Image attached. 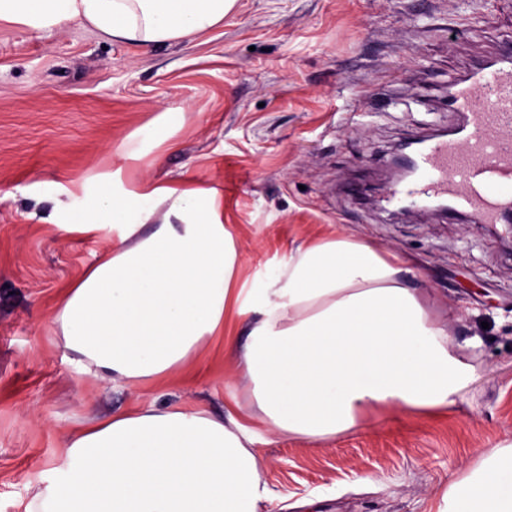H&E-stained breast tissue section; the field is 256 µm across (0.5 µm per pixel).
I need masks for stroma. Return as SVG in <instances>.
Segmentation results:
<instances>
[{
  "label": "stroma",
  "instance_id": "1",
  "mask_svg": "<svg viewBox=\"0 0 512 512\" xmlns=\"http://www.w3.org/2000/svg\"><path fill=\"white\" fill-rule=\"evenodd\" d=\"M511 37L512 0H236L205 31L151 46L81 19L0 20V512H24L92 418L235 403L260 425L222 343L189 374L129 389L78 378L50 322L112 239L61 231L57 201L171 109L183 125L146 176L220 189L243 254L236 282L342 230L422 278L458 340H482L462 353L481 377L448 412L376 407L328 441L261 432L272 512H437L476 451L512 443V233L341 190L388 188L398 145L456 124L449 89Z\"/></svg>",
  "mask_w": 512,
  "mask_h": 512
}]
</instances>
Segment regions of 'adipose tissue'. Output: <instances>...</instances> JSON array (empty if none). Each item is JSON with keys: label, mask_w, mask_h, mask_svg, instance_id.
Wrapping results in <instances>:
<instances>
[{"label": "adipose tissue", "mask_w": 512, "mask_h": 512, "mask_svg": "<svg viewBox=\"0 0 512 512\" xmlns=\"http://www.w3.org/2000/svg\"><path fill=\"white\" fill-rule=\"evenodd\" d=\"M235 0H0V20L33 28L81 18L112 39L147 46L221 21ZM183 122L163 112L122 140L116 163L152 166ZM154 224L144 233L146 224ZM59 227L113 233L110 247L62 293L51 315L80 376L136 388L178 375L226 339L259 419L278 436L325 441L368 409L445 411L479 378L397 257L337 232L291 250L286 265L235 284L239 248L218 188L140 181L115 192L111 172L80 183ZM254 431L234 414L147 405L92 420L30 512H259L268 500ZM442 512H512V447L479 455L443 496Z\"/></svg>", "instance_id": "ef3b65f1"}]
</instances>
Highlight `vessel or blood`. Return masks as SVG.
<instances>
[{"label": "vessel or blood", "mask_w": 512, "mask_h": 512, "mask_svg": "<svg viewBox=\"0 0 512 512\" xmlns=\"http://www.w3.org/2000/svg\"><path fill=\"white\" fill-rule=\"evenodd\" d=\"M448 109L464 126L425 139L413 176L394 182L385 201L424 210L444 201L475 224H512V56L476 67L454 84Z\"/></svg>", "instance_id": "1"}]
</instances>
